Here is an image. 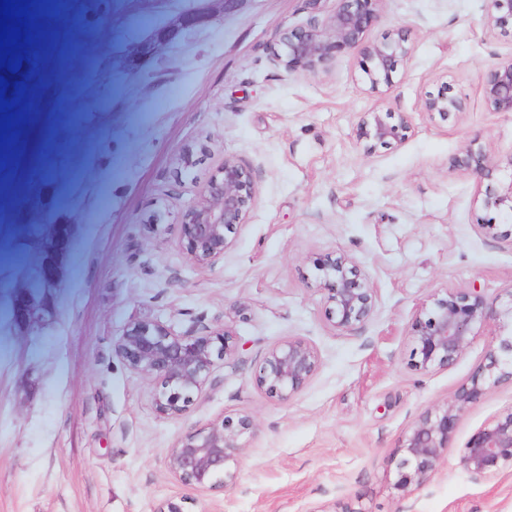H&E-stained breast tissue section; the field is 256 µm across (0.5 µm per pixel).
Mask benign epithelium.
<instances>
[{"label": "benign epithelium", "instance_id": "obj_1", "mask_svg": "<svg viewBox=\"0 0 512 512\" xmlns=\"http://www.w3.org/2000/svg\"><path fill=\"white\" fill-rule=\"evenodd\" d=\"M324 18L312 16L298 26L279 31L275 60L286 72L329 77L339 54L360 51L367 58L363 82L372 91L391 88L400 66L413 53V29L403 25L382 41L369 39L372 23L385 0H334ZM486 24L512 34V0H486ZM482 94L490 112L512 113V58L487 74ZM462 98L440 91L428 94L419 116L430 122L446 121L464 111ZM415 129L410 112L373 109L357 121V144L366 153L376 146L399 144ZM450 165L470 172L484 187L483 202L512 218V183L502 186L497 178L500 161L482 146L469 145ZM254 172L235 157L226 155L216 174L200 186L185 205L178 221V241L189 260L200 268L224 260L235 244L239 227L246 223L256 198ZM316 290L322 295L333 326L352 331L376 313L377 295L358 261L337 251L313 261ZM431 306L422 309L410 325L413 365L429 370L454 364L471 343L473 330L490 324L507 337L497 335L486 363L456 391L451 402L426 411L403 435L394 458L396 486L409 495L427 485L448 449L458 415L490 386L512 381V290L508 299L489 298L476 290L433 294ZM114 354L131 371L154 378L153 405L170 420L189 411L194 396L208 383L216 361L235 356L239 339L226 325L196 336H180L159 322L133 321L116 341ZM320 363L317 349L300 337H290L271 348L256 370L258 388L281 402L290 401L310 382ZM258 428L248 413L224 416L180 435L168 451V468L183 485L223 491L237 476L242 450L257 436ZM476 483L497 477L504 466L512 467V407L496 416L466 442L460 459Z\"/></svg>", "mask_w": 512, "mask_h": 512}]
</instances>
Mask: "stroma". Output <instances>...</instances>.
<instances>
[{
    "label": "stroma",
    "instance_id": "obj_1",
    "mask_svg": "<svg viewBox=\"0 0 512 512\" xmlns=\"http://www.w3.org/2000/svg\"><path fill=\"white\" fill-rule=\"evenodd\" d=\"M307 0H89L68 62L45 65L20 45L0 68L12 112L61 92L93 56L98 80L72 87L79 135L37 185L0 160V512H512V471L473 482L460 464L469 437L512 407V385L489 387L460 414L431 482L406 496L393 457L426 410L453 399L497 331L477 329L446 368L411 366L409 325L432 294L512 292V222L485 207L476 180L449 160L477 143L512 154V114L488 111L486 73L512 58V36L484 22L485 0H385L370 37L413 26L414 51L392 89L370 92L363 56L345 52L331 77L288 74L277 34L304 23ZM448 85L465 113L418 122L403 144L366 154L359 113L416 112ZM192 146L195 163L178 159ZM254 170L257 195L223 262L193 265L177 215L223 155ZM162 213L164 239L142 223ZM497 226L487 237L482 226ZM343 251L377 294L366 325L335 329L312 283L313 259ZM158 320L183 336L230 326L241 349L218 361L183 420L160 417L155 381L113 353L128 323ZM291 336L319 351L309 385L287 402L253 372ZM247 413L259 435L236 480L216 494L182 485L168 450L187 429Z\"/></svg>",
    "mask_w": 512,
    "mask_h": 512
}]
</instances>
